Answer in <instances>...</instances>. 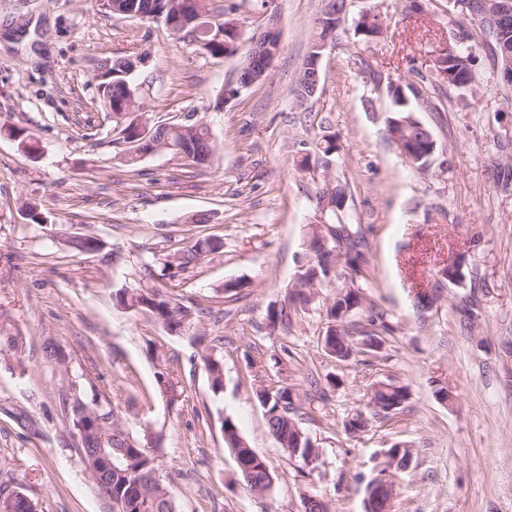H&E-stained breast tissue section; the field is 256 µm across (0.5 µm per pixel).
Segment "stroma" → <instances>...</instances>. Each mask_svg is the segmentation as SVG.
I'll return each mask as SVG.
<instances>
[{
  "label": "stroma",
  "mask_w": 512,
  "mask_h": 512,
  "mask_svg": "<svg viewBox=\"0 0 512 512\" xmlns=\"http://www.w3.org/2000/svg\"><path fill=\"white\" fill-rule=\"evenodd\" d=\"M323 0H241L232 15L245 39L269 15L281 49L268 78L227 103L237 58L202 57L163 26L118 20L96 0H0V124L26 128L42 154L32 159L0 134V314L25 338L21 358L0 359V484L22 490L40 512H112L85 470L70 432L73 395L95 398L156 458L180 512H302L306 496L333 512H365L367 485L396 444L413 453L395 473L392 512H512V191L497 180L502 144H512V87L475 84L459 93L418 83L435 50L471 31L448 0H351L326 49L316 95L299 102L296 77ZM379 13L382 37L354 33L359 16ZM148 56L137 80L151 119L175 123L197 111L217 150L211 167L190 170L167 154L137 169L120 160L112 123L95 98L107 61ZM417 85L410 105L436 150L422 169L406 163L387 127L390 99L374 76ZM330 117L350 193L339 214L367 241L369 294L391 329L377 350L347 361L327 354L321 290L288 326L267 313L285 300L309 254L322 170L301 168L322 117ZM50 215L30 222L25 205ZM211 223L195 224L196 214ZM224 241L222 253L180 272L149 277L146 265L186 246L196 233ZM90 235L99 250L76 253L65 235ZM460 260L462 284L438 272ZM242 287L225 294L224 286ZM167 291L199 320L169 332L150 313L118 305L128 288ZM438 288L426 309L418 289ZM62 346L65 367L46 360ZM221 357L213 389L207 354ZM176 385L156 391L158 374ZM336 386L318 395L313 380ZM393 382L408 399L376 414L370 387ZM297 392V420L318 449L310 465L269 435L257 387ZM448 400H440L439 387ZM363 413L366 423L350 430ZM235 422L270 463L272 491L238 481L221 424Z\"/></svg>",
  "instance_id": "stroma-1"
}]
</instances>
